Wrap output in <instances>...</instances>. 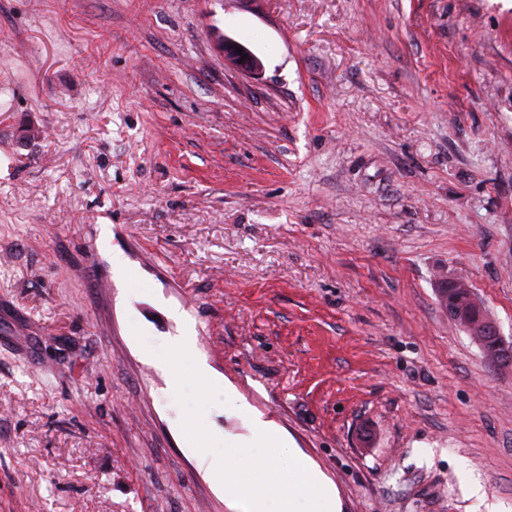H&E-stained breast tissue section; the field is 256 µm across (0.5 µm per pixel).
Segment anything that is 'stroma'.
<instances>
[{"mask_svg": "<svg viewBox=\"0 0 512 512\" xmlns=\"http://www.w3.org/2000/svg\"><path fill=\"white\" fill-rule=\"evenodd\" d=\"M440 272L512 345V0H0V512H230L174 307L342 512H477L461 460L512 512Z\"/></svg>", "mask_w": 512, "mask_h": 512, "instance_id": "1", "label": "stroma"}]
</instances>
